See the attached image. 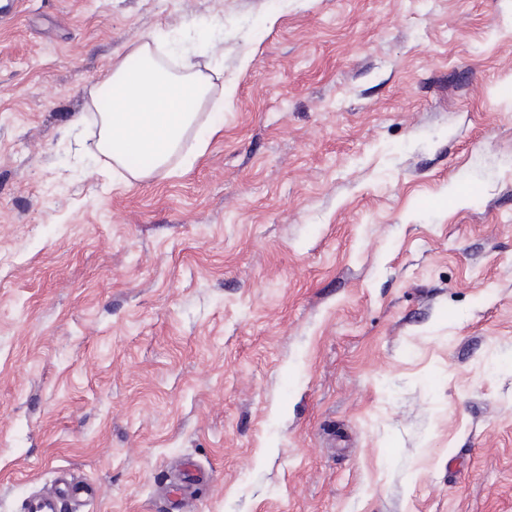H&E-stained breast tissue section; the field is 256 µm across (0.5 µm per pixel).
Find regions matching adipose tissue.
Segmentation results:
<instances>
[{"instance_id":"adipose-tissue-1","label":"adipose tissue","mask_w":512,"mask_h":512,"mask_svg":"<svg viewBox=\"0 0 512 512\" xmlns=\"http://www.w3.org/2000/svg\"><path fill=\"white\" fill-rule=\"evenodd\" d=\"M210 90L209 77L195 70L191 60H184L177 73L159 62L150 44H142L114 65L93 94L110 102L100 113V151L120 166L130 155L146 156L148 166L129 174L138 180L149 177L181 151Z\"/></svg>"}]
</instances>
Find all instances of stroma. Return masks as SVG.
Instances as JSON below:
<instances>
[{
	"label": "stroma",
	"mask_w": 512,
	"mask_h": 512,
	"mask_svg": "<svg viewBox=\"0 0 512 512\" xmlns=\"http://www.w3.org/2000/svg\"><path fill=\"white\" fill-rule=\"evenodd\" d=\"M0 512H512V0H10ZM211 93L143 180L89 94Z\"/></svg>",
	"instance_id": "obj_1"
}]
</instances>
